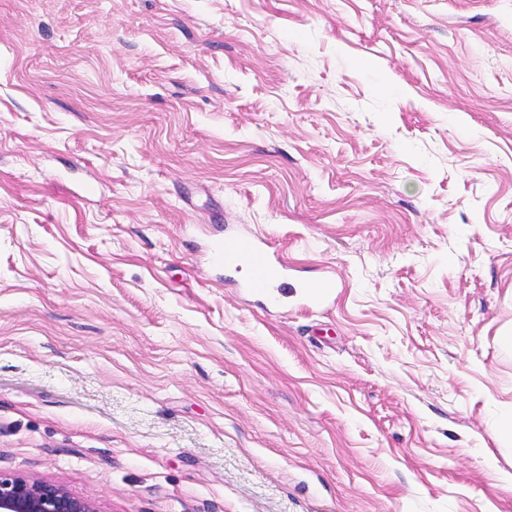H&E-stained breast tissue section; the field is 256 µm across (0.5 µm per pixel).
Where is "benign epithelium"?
<instances>
[{"mask_svg":"<svg viewBox=\"0 0 512 512\" xmlns=\"http://www.w3.org/2000/svg\"><path fill=\"white\" fill-rule=\"evenodd\" d=\"M0 512H97L94 503L60 484L0 474Z\"/></svg>","mask_w":512,"mask_h":512,"instance_id":"1","label":"benign epithelium"}]
</instances>
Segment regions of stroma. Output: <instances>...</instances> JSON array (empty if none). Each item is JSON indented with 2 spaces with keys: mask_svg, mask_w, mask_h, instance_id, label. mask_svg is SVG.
<instances>
[{
  "mask_svg": "<svg viewBox=\"0 0 512 512\" xmlns=\"http://www.w3.org/2000/svg\"><path fill=\"white\" fill-rule=\"evenodd\" d=\"M511 333L512 0H0L1 473L512 512ZM250 248L256 256V269L254 277L246 282L245 288H254L264 295L268 288H280L277 292L288 290V269L274 263L259 244L252 242ZM276 282L280 284L275 287Z\"/></svg>",
  "mask_w": 512,
  "mask_h": 512,
  "instance_id": "stroma-1",
  "label": "stroma"
}]
</instances>
